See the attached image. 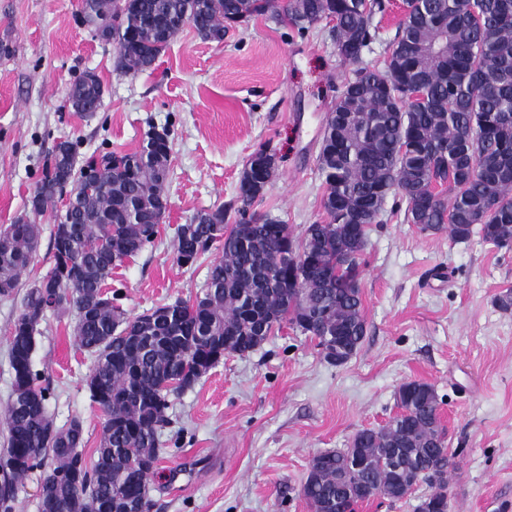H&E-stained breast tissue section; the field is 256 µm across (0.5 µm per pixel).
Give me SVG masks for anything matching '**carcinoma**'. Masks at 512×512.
Masks as SVG:
<instances>
[{
    "mask_svg": "<svg viewBox=\"0 0 512 512\" xmlns=\"http://www.w3.org/2000/svg\"><path fill=\"white\" fill-rule=\"evenodd\" d=\"M389 45L383 68L348 80L326 116L318 154L326 191V221L301 240L270 215L251 207L275 172L274 156L259 147L237 187L234 224L224 209L201 210L177 232L176 261L192 265L221 244L203 294L178 299L135 317L108 289L112 270L154 244L169 208V132L149 129L138 150L102 151L78 159V141L58 142L44 158L31 197L38 214L52 209L53 267L26 293L13 323L9 358L13 390L4 423L8 447L0 455V512H14L15 484L46 467L49 512H142L153 507L148 474L163 449L170 397L192 387L230 351L250 353L287 323L317 340L336 366L357 352L366 335L360 256L369 225L391 194L407 202V220L421 232H448L457 242L479 233L512 248V0H414ZM381 0H84L82 21L94 17L96 35L113 42L126 74L150 69L182 30L185 17L204 39L222 43L227 30L252 17L279 16L305 31L324 20L339 55L358 61L377 36ZM103 100L93 72L68 92L76 112ZM338 113H352L348 123ZM38 225L20 217L0 232V295L16 288L39 243ZM300 252L301 281L291 279L285 253ZM48 309L76 314V336L94 358L86 379L103 415L96 458L89 466L74 419L56 428L50 397L34 366L35 332ZM400 420L357 432L348 447L322 453L302 485L314 512L359 503L374 491L399 501L417 474L428 491L415 512H448V471L454 466L439 439L437 395L424 382L397 392ZM372 466L357 470L352 457Z\"/></svg>",
    "mask_w": 512,
    "mask_h": 512,
    "instance_id": "obj_1",
    "label": "carcinoma"
}]
</instances>
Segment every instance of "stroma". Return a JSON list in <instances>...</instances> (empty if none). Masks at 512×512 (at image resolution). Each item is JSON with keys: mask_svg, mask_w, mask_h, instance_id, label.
Segmentation results:
<instances>
[{"mask_svg": "<svg viewBox=\"0 0 512 512\" xmlns=\"http://www.w3.org/2000/svg\"><path fill=\"white\" fill-rule=\"evenodd\" d=\"M378 36L359 62L344 61L320 22L306 31L272 16L250 19L223 42L184 27L151 69L117 67L114 43L81 22L82 0H0V229L21 216L40 228L32 262L0 296V417L12 392L9 336L28 289L52 266L50 214L30 199L56 141L80 158L129 153L149 128L170 132L169 209L152 246L112 272L128 315L201 295L213 249L179 265L175 240L196 212L223 208L233 223L249 155L267 146L275 174L253 209L295 237L325 217L318 151L326 115L355 71L382 67L402 17L382 0ZM100 78L98 112L72 111L70 83ZM390 195L362 259L367 333L345 364L328 363L310 337L277 331L247 355H229L172 396L166 452L150 480L152 512H311L301 493L313 457L342 449L397 413L407 381L432 385L454 455L448 512H512V249L472 236L423 233ZM73 312H46L34 365L49 385L55 427L80 419L92 460L102 413L85 380L94 359L80 349Z\"/></svg>", "mask_w": 512, "mask_h": 512, "instance_id": "1", "label": "stroma"}]
</instances>
